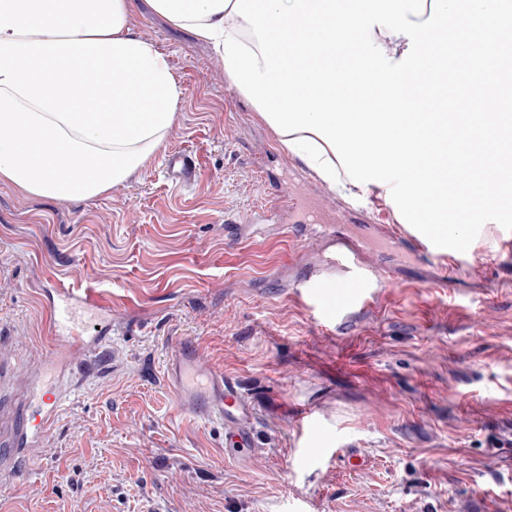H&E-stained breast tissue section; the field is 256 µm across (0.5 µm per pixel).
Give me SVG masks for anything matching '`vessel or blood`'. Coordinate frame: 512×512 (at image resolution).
Returning a JSON list of instances; mask_svg holds the SVG:
<instances>
[{
	"label": "vessel or blood",
	"instance_id": "1",
	"mask_svg": "<svg viewBox=\"0 0 512 512\" xmlns=\"http://www.w3.org/2000/svg\"><path fill=\"white\" fill-rule=\"evenodd\" d=\"M467 113H479L480 122L460 127L453 137L436 136L434 152L426 160V167L443 163L449 154H456L457 166L448 167L449 180L467 185L481 186L491 164H498L503 171L512 170V158L493 157L490 149L492 135L506 136L512 129L498 125L495 113L479 95L471 96L466 103ZM170 177L181 185L195 184L200 173L190 154L180 152L168 159ZM335 256L329 264L338 273L337 278L312 281L306 293L319 299L321 289H328L331 299L321 302V317L330 322L349 314L353 309L368 304L373 291L379 287L395 288L399 282L381 272L379 268L361 263L357 250L348 239L337 237ZM49 326L54 334L56 348L45 358L49 367H59L61 355L79 354L85 364L98 360L112 336L111 325L95 326L91 315L111 312L112 296L103 291L78 293L69 288L55 289L49 302ZM59 378L41 383L36 388L37 404L23 409L21 424L12 433L9 445L21 449V456L14 461L15 473H29L34 466L33 448L41 444L45 425L55 414L63 399L64 388H75L76 380L68 368H59ZM166 381L182 411L201 422L220 420L224 423V455L233 461H243L253 451L254 430L246 419L254 407L245 397L237 382L223 370L211 365L190 339L175 343L166 359ZM303 427L309 439L316 441L322 457L334 453V439L316 414H307Z\"/></svg>",
	"mask_w": 512,
	"mask_h": 512
}]
</instances>
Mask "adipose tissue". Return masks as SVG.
Listing matches in <instances>:
<instances>
[{
    "label": "adipose tissue",
    "mask_w": 512,
    "mask_h": 512,
    "mask_svg": "<svg viewBox=\"0 0 512 512\" xmlns=\"http://www.w3.org/2000/svg\"><path fill=\"white\" fill-rule=\"evenodd\" d=\"M209 43L224 70L329 188L383 197L404 223L452 250L483 224H508L493 188L448 189L422 158L461 86L482 84L504 55L512 0H151ZM134 0H0V181L46 199L91 201L165 148L185 91L129 26ZM490 34L482 56L457 49L456 76L424 46L457 19ZM298 30L302 68L284 71L267 32ZM44 63L41 71L29 59ZM65 148L78 160L54 168Z\"/></svg>",
    "instance_id": "ef3b65f1"
}]
</instances>
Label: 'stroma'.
Listing matches in <instances>:
<instances>
[{
    "mask_svg": "<svg viewBox=\"0 0 512 512\" xmlns=\"http://www.w3.org/2000/svg\"><path fill=\"white\" fill-rule=\"evenodd\" d=\"M136 2L132 32L185 90L164 153L90 202L0 182V438L51 345L44 292L112 294V338L93 370L72 361L80 384L32 472L0 459V512H512V223L475 235L472 279L455 253L413 250L414 226L371 197L390 237L363 239L366 258L403 286L320 321L297 288L321 274L322 243L279 205L356 202L281 143L210 45ZM177 150L196 161L192 187L167 176ZM181 338L253 401L249 461L225 459L222 424L181 413L165 381ZM309 411L366 466L314 456Z\"/></svg>",
    "mask_w": 512,
    "mask_h": 512,
    "instance_id": "1",
    "label": "stroma"
}]
</instances>
